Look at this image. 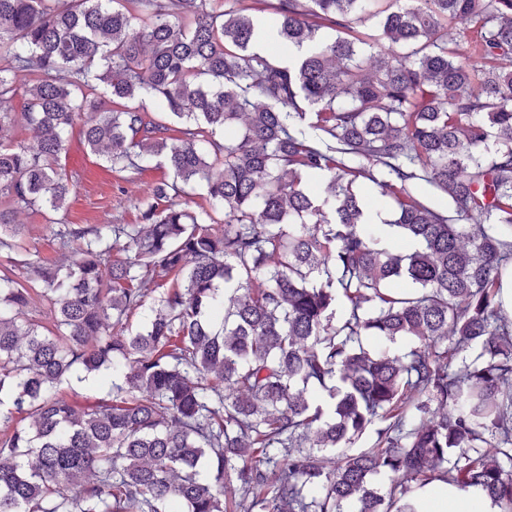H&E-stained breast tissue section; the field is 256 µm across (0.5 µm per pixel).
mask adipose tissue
Returning a JSON list of instances; mask_svg holds the SVG:
<instances>
[{
  "label": "adipose tissue",
  "instance_id": "ef3b65f1",
  "mask_svg": "<svg viewBox=\"0 0 512 512\" xmlns=\"http://www.w3.org/2000/svg\"><path fill=\"white\" fill-rule=\"evenodd\" d=\"M417 512H500L498 505L478 486L437 481L416 490Z\"/></svg>",
  "mask_w": 512,
  "mask_h": 512
}]
</instances>
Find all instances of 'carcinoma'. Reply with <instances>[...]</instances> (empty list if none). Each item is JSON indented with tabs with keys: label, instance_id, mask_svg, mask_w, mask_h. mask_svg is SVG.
<instances>
[{
	"label": "carcinoma",
	"instance_id": "obj_1",
	"mask_svg": "<svg viewBox=\"0 0 512 512\" xmlns=\"http://www.w3.org/2000/svg\"><path fill=\"white\" fill-rule=\"evenodd\" d=\"M380 2L258 0L284 62L222 0H0V132L35 77L0 145V252L34 274L0 276V512H416L437 478L512 512V0ZM79 121L125 181L169 172L142 223L61 214ZM361 179L414 248L370 232ZM36 206L67 265L20 244ZM31 78L26 76H20L17 80L18 84V96L13 99L11 102V110L15 112L17 122L15 123L13 129L7 131L3 134L2 139L5 143H18L22 138V133L25 128V121L22 112H24L23 102L24 98H26V90L28 87L32 86L33 81H30ZM361 194L368 209L373 214L388 211L393 217L394 203L388 196H383L379 188L368 180L359 182ZM109 385L101 383L99 379H90L84 382L72 380L62 386V390L69 399L77 406L94 404L100 398H107Z\"/></svg>",
	"mask_w": 512,
	"mask_h": 512
}]
</instances>
